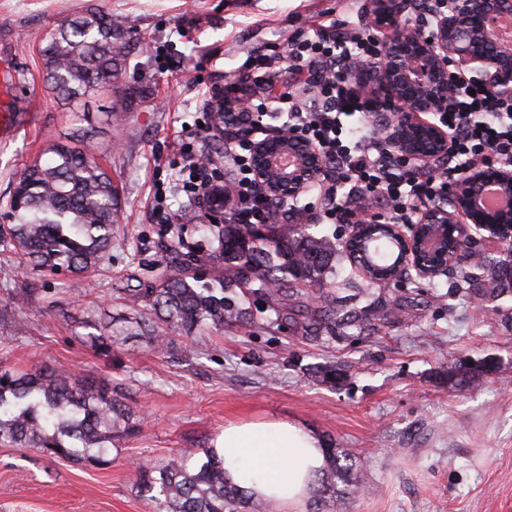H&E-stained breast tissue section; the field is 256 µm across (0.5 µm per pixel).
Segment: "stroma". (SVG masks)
Listing matches in <instances>:
<instances>
[{
	"instance_id": "obj_1",
	"label": "stroma",
	"mask_w": 512,
	"mask_h": 512,
	"mask_svg": "<svg viewBox=\"0 0 512 512\" xmlns=\"http://www.w3.org/2000/svg\"><path fill=\"white\" fill-rule=\"evenodd\" d=\"M372 0H0V197L53 143L89 133L121 202L112 258L86 283L65 273L18 272L0 256V363L49 365L112 383L140 419L105 466L0 447V512H153L137 468L210 444L230 424L284 420L351 454L363 492L276 512H512V295L458 292L446 276L371 284L391 309L354 335L311 341L262 312L259 326L173 334L169 348L125 337L91 348L88 325L125 329L118 291L150 283L163 244L182 234L198 256L208 243L175 192L168 163L194 124L207 87L238 80L248 51L278 45L305 21H354ZM94 8L126 19L129 68L119 89L75 106L46 85L39 48L64 20ZM173 221L156 223L157 189ZM30 285L25 307L6 288ZM492 359L491 373L452 386L449 366ZM335 369V380L314 367Z\"/></svg>"
}]
</instances>
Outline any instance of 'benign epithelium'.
Wrapping results in <instances>:
<instances>
[{"label":"benign epithelium","instance_id":"obj_1","mask_svg":"<svg viewBox=\"0 0 512 512\" xmlns=\"http://www.w3.org/2000/svg\"><path fill=\"white\" fill-rule=\"evenodd\" d=\"M372 25L384 32L387 48L376 67L357 63L352 82L377 99L374 125L382 144L406 161L425 162L448 151V133L427 115L448 109L449 91L464 77L481 83L486 93L512 98V43L501 41L497 21L512 17V0H439L432 30L405 24L413 0H374ZM253 172L267 196L294 197L322 175L319 151L293 133L259 138L253 145ZM494 186L512 197V169L477 165L448 190L452 209L426 207L414 224H382L357 218L347 225L346 247L365 245L383 230L399 245L391 283L413 267L423 278H434L467 259L481 239L512 248V204L498 209L485 205Z\"/></svg>","mask_w":512,"mask_h":512}]
</instances>
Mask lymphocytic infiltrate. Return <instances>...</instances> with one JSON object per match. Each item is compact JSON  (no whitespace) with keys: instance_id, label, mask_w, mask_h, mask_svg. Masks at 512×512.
Instances as JSON below:
<instances>
[{"instance_id":"lymphocytic-infiltrate-1","label":"lymphocytic infiltrate","mask_w":512,"mask_h":512,"mask_svg":"<svg viewBox=\"0 0 512 512\" xmlns=\"http://www.w3.org/2000/svg\"><path fill=\"white\" fill-rule=\"evenodd\" d=\"M383 50L369 24L315 22L308 29H297L284 47L249 52L243 80L225 83V94H249L252 87L273 84L282 73L288 76L289 90L270 100L251 98L242 114L246 135L234 136L226 147L235 166L227 223H271L272 199L259 190L253 174V142L280 129L297 133L318 149L327 174L340 176L339 181L327 183L329 203L320 217L325 224L350 223L353 216L372 208L380 209V222L410 224L415 200L447 199L450 178L462 176L468 167L477 163L512 167V100L472 91L467 82L459 83L447 112L438 115L451 139L445 173L434 175L407 166L382 150L374 127L365 120L377 104L344 73L351 63L378 58ZM350 109L364 117L354 141L342 137L343 119ZM271 112L286 113L287 122L279 127L264 123ZM203 133L200 126L186 129L187 140L179 149L188 172L186 188L196 196L206 188L218 194L227 190L218 170L198 166L190 151V140ZM342 182L353 184L354 193L339 195Z\"/></svg>"}]
</instances>
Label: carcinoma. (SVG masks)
Masks as SVG:
<instances>
[{"instance_id":"1","label":"carcinoma","mask_w":512,"mask_h":512,"mask_svg":"<svg viewBox=\"0 0 512 512\" xmlns=\"http://www.w3.org/2000/svg\"><path fill=\"white\" fill-rule=\"evenodd\" d=\"M129 27L110 13L87 9L62 22L45 39L40 55L44 80L66 104L112 85L126 70ZM49 157L20 173L10 195L0 202V251L17 266L84 277L112 256L119 203L112 180L97 154L57 142ZM200 231L217 246L208 254L214 275L207 280L179 259L183 241L164 245L171 257L153 284L131 289L123 297L134 311L132 328L162 349L171 339L159 326L174 327L186 338L210 327L255 324L249 298L265 299L267 308L313 340L324 334L364 329L378 303L363 291L352 297L334 290L322 294L317 309L299 303L305 288L342 280L340 260L349 257L338 238L318 236L303 224H201ZM458 289L481 288L495 297L512 294V253L482 257L476 269L450 272ZM90 334L93 347L107 352L117 337L106 327ZM132 410L112 397L103 380L60 377L47 368L20 371L0 365V447L33 448L46 455L104 466L110 448L135 433ZM353 462L335 448L326 449L325 464L314 481L319 500L354 494ZM140 492L156 512H272L271 500L254 497L229 484L224 458L211 447L184 451L165 465L138 470Z\"/></svg>"}]
</instances>
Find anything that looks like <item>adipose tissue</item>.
Returning a JSON list of instances; mask_svg holds the SVG:
<instances>
[{
	"mask_svg": "<svg viewBox=\"0 0 512 512\" xmlns=\"http://www.w3.org/2000/svg\"><path fill=\"white\" fill-rule=\"evenodd\" d=\"M214 446L224 458L227 482L286 505L308 496L324 464L322 440L285 421L226 426Z\"/></svg>",
	"mask_w": 512,
	"mask_h": 512,
	"instance_id": "adipose-tissue-1",
	"label": "adipose tissue"
}]
</instances>
